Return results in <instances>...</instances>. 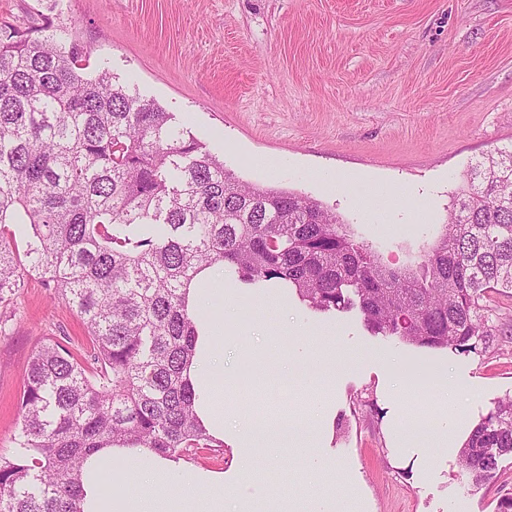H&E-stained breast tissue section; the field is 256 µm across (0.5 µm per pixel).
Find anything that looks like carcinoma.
Wrapping results in <instances>:
<instances>
[{
  "label": "carcinoma",
  "mask_w": 512,
  "mask_h": 512,
  "mask_svg": "<svg viewBox=\"0 0 512 512\" xmlns=\"http://www.w3.org/2000/svg\"><path fill=\"white\" fill-rule=\"evenodd\" d=\"M90 58L61 20L0 22V302L20 270L36 272L92 343L82 360L56 338L36 347L20 432L0 454V512H81L82 466L100 448L178 459L224 446L184 376L187 288L205 268L274 281L319 312L356 304L371 333L419 347L470 352L489 335L488 298L512 291V147L470 166L440 238L416 268L393 269L311 197L240 181L156 103L105 68L89 74ZM10 224L30 226L25 249ZM508 455L511 399L459 463L478 485Z\"/></svg>",
  "instance_id": "1"
}]
</instances>
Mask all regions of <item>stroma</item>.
Returning a JSON list of instances; mask_svg holds the SVG:
<instances>
[{
	"mask_svg": "<svg viewBox=\"0 0 512 512\" xmlns=\"http://www.w3.org/2000/svg\"><path fill=\"white\" fill-rule=\"evenodd\" d=\"M74 21L91 65L170 112L240 180L298 192L336 212L393 268L417 265L446 224L470 164L512 145V0H0V21ZM346 181L343 190L333 177ZM387 198L362 205L370 184ZM0 303V453L19 431L18 400L37 344L90 349L81 318L38 275ZM490 337L476 350H431L372 334L358 309L318 312L288 289L224 277V367L247 375L244 348L279 336L333 348L339 370L330 421L312 448H255L240 466L232 441L183 457L164 483H142L116 460L112 487L140 497L193 496L184 472L223 476L224 512L242 499L297 498L335 512H499L512 499V457L474 485L457 453L395 448L408 427L393 370L426 372L416 405L456 381L480 421L512 397V293L492 296ZM251 407L278 417L300 403L287 381Z\"/></svg>",
	"mask_w": 512,
	"mask_h": 512,
	"instance_id": "obj_1",
	"label": "stroma"
}]
</instances>
